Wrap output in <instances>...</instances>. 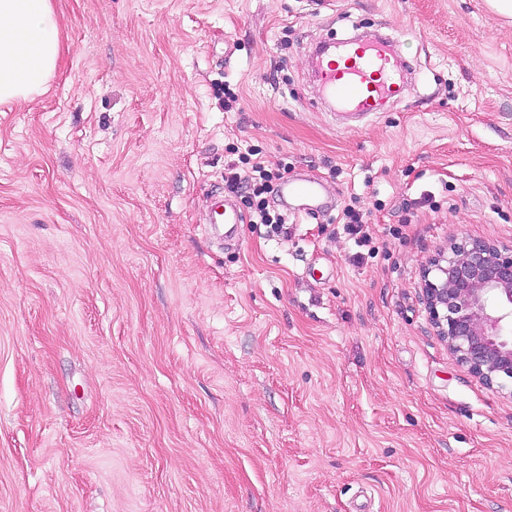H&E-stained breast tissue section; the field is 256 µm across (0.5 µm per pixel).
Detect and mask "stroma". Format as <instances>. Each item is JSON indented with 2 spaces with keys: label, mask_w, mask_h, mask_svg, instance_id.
Here are the masks:
<instances>
[{
  "label": "stroma",
  "mask_w": 512,
  "mask_h": 512,
  "mask_svg": "<svg viewBox=\"0 0 512 512\" xmlns=\"http://www.w3.org/2000/svg\"><path fill=\"white\" fill-rule=\"evenodd\" d=\"M0 104V512H512V392L436 336L422 272L512 246V20L486 0H53ZM381 32L402 93L343 124L310 66ZM240 104L224 109L225 87ZM259 150L336 200H206ZM370 209L377 248L340 224ZM222 207L221 200L218 196H215L212 201L211 206V223L216 224V226H220L223 229L222 237L224 239V243L232 242L236 239V231L237 225L239 224V217L236 210L220 211ZM216 215L221 216L220 223H216Z\"/></svg>",
  "instance_id": "obj_1"
}]
</instances>
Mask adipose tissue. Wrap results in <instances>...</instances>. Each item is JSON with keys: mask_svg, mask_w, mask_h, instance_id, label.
Wrapping results in <instances>:
<instances>
[{"mask_svg": "<svg viewBox=\"0 0 512 512\" xmlns=\"http://www.w3.org/2000/svg\"><path fill=\"white\" fill-rule=\"evenodd\" d=\"M60 48L52 0H0V103L38 94Z\"/></svg>", "mask_w": 512, "mask_h": 512, "instance_id": "1", "label": "adipose tissue"}]
</instances>
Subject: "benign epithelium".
<instances>
[{
	"label": "benign epithelium",
	"mask_w": 512,
	"mask_h": 512,
	"mask_svg": "<svg viewBox=\"0 0 512 512\" xmlns=\"http://www.w3.org/2000/svg\"><path fill=\"white\" fill-rule=\"evenodd\" d=\"M429 319L458 362L492 387L512 383V249L455 243L428 262Z\"/></svg>",
	"instance_id": "obj_1"
}]
</instances>
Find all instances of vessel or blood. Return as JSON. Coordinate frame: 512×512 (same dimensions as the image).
Wrapping results in <instances>:
<instances>
[{
	"instance_id": "obj_1",
	"label": "vessel or blood",
	"mask_w": 512,
	"mask_h": 512,
	"mask_svg": "<svg viewBox=\"0 0 512 512\" xmlns=\"http://www.w3.org/2000/svg\"><path fill=\"white\" fill-rule=\"evenodd\" d=\"M316 79L323 91L339 106L353 115L373 114L383 100L400 91L403 59L396 53L392 38L376 36L364 41L343 39L331 47L317 46ZM281 197L304 200L309 211L328 209L331 202L320 182L303 180L283 183ZM212 215L218 216L225 242L236 238L239 217L236 211H227L220 199H213Z\"/></svg>"
}]
</instances>
